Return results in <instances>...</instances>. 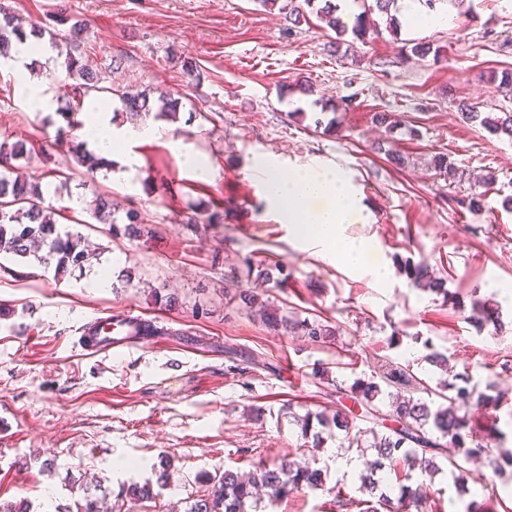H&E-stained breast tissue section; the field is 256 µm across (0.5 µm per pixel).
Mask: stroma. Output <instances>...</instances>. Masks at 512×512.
<instances>
[{
	"label": "stroma",
	"mask_w": 512,
	"mask_h": 512,
	"mask_svg": "<svg viewBox=\"0 0 512 512\" xmlns=\"http://www.w3.org/2000/svg\"><path fill=\"white\" fill-rule=\"evenodd\" d=\"M290 0H0L26 21L51 25L64 13L82 20V41L97 69L120 58L121 89L147 91L151 100L180 102L177 121L147 115L159 133L121 143L137 159L134 175L112 180L109 167L93 183L58 174L72 166L56 145L58 107L71 96L63 53L38 57L32 78L44 81L56 111H29L0 73V142L29 149L18 172L37 180L47 205L70 207L71 231L100 254L83 274L55 277L30 272L25 262L0 263V500L26 501L30 512L74 506L90 481L120 492L157 480L161 457L170 476L140 512H185L207 488V477L249 470L251 462L306 459L326 475V489L259 502L257 512H331L328 487L343 484L359 499V475L347 460H372L370 448H345L326 437L317 452L292 414L333 413L316 366L352 384L370 379L382 357L412 363L429 386L445 375L425 360V341L446 353L454 371L493 385L509 399L476 411L478 431L499 430L512 449V140L464 123L465 101L480 112H512V93L491 73L512 71V0H463L438 6L445 22L431 26L364 13L352 0L341 15L365 14V38L337 37L307 13L289 25ZM423 43L431 54L412 48ZM194 63L185 74L182 58ZM386 112L394 130L375 120ZM209 164L206 179L180 163L183 151ZM403 156L393 165L389 153ZM447 154L455 181L431 163ZM281 174L298 168H333L364 207L365 220L344 236L369 240L365 269H352L322 243L299 236L265 197L260 166ZM497 182L480 209L459 201L476 176ZM103 195L117 217L139 212L152 235L111 236L91 220V202ZM80 207L71 208L72 199ZM207 223L190 227L187 215ZM277 264L289 274L283 288L264 285L262 302L281 314L318 318L334 328L315 343L287 330L273 331L242 308L236 296L245 279L231 271L243 258ZM425 263L445 293L417 289L400 270ZM388 271L376 281L372 268ZM128 274L117 289H93L92 275ZM178 305L156 303L155 291ZM498 307L502 326L477 328L468 319L474 301ZM132 314L158 335L127 347L92 353L80 345L88 320ZM344 369H337V362ZM261 416H254V409ZM497 452L475 465L487 484L460 491L450 466L434 477L412 471L425 484L435 512H466L471 500L487 512H512V468L496 471Z\"/></svg>",
	"instance_id": "35a3bbf8"
}]
</instances>
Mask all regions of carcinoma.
<instances>
[{
	"instance_id": "obj_1",
	"label": "carcinoma",
	"mask_w": 512,
	"mask_h": 512,
	"mask_svg": "<svg viewBox=\"0 0 512 512\" xmlns=\"http://www.w3.org/2000/svg\"><path fill=\"white\" fill-rule=\"evenodd\" d=\"M303 2L307 7L316 9V13L339 34L346 33V23L334 16L335 5L328 2L317 7L316 0ZM82 28V21L78 19L70 26V52L64 61V72L65 78L71 81L72 101L61 108L60 115L67 124L61 138L66 140L68 151L76 162L86 168V175L92 176L102 162L91 160L85 142L80 140L79 131L84 122L78 119L79 110L91 93L110 94L114 91L105 82L112 79V73L119 70L121 62L112 60V65L104 73L84 63L79 39ZM14 39L22 42L27 39V34L14 15L0 8V43H9ZM118 98L132 119L150 110L149 98L144 94L124 91L118 94ZM458 111L464 122L477 123L494 136L505 135L512 139L511 112L484 115L466 102L459 103ZM26 155V147L22 143H0V257L27 258L31 266L44 270L52 267L57 275L92 267V260L98 259V254L82 248L80 236L63 227L60 222L61 210L45 205L41 185L14 175L17 166L12 161L23 159ZM495 182V175L487 173L482 179L484 191L467 200H459L457 204L470 210L480 208ZM115 212L111 200L104 196L95 198L92 216L99 223L109 225L110 235L120 231L129 237L144 235L146 227L138 212L126 211L127 223L122 229L118 227ZM404 270L415 287L448 294L443 282L433 276L428 265L407 263ZM245 277L248 281L272 283L276 287L288 280L283 269L256 264L250 259L245 260ZM239 299L244 308L260 313L264 322L273 329H296L314 342L331 334L328 326L317 318L310 320L294 315H278L263 305L249 288L239 293ZM470 318L479 326L495 325L499 321V313L491 305L476 302ZM374 373L380 382L357 379L348 389L340 384L335 386L336 397L350 401L352 406L338 408L330 417L310 411L294 417L302 436L313 434L316 445L322 439L320 433L313 432L314 425L318 424L324 429L334 427L345 432L350 448L368 446L376 451V459L359 476L361 487L369 498H348L336 485L328 490L332 495L330 505L340 512L352 506L358 512H426L427 491L422 486L403 484L398 498L394 500L382 490L377 473L387 466H405L407 472L404 478L407 480L410 479V472L416 468L432 474L440 469L438 460L447 457L445 448L449 446L457 449V454L449 460L457 481L463 485L471 480L478 481L467 465L489 452L497 433L477 434L470 414L473 410L501 405L504 394L498 392L491 395L482 391L471 384L468 374L457 373L454 381L442 383L438 396L443 403L437 405L432 399L420 397L422 393L430 396L432 391L413 372L412 364H402L385 357L378 362ZM383 384L396 389V392L383 391ZM356 419L365 422L366 427L357 429L352 435L350 429ZM208 482L211 483V490L193 499L185 512H248L260 491L265 492L271 500L280 501L301 490L325 487L322 469L290 460L273 463L260 460L251 464L246 472L227 471L216 480L208 479ZM97 491V487H86L83 501L75 504L76 512H132L136 504L155 498L153 487L148 482L126 489L120 495L121 504L118 506L104 505L106 496H98Z\"/></svg>"
}]
</instances>
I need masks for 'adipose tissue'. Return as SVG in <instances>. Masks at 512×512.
Listing matches in <instances>:
<instances>
[{
  "label": "adipose tissue",
  "mask_w": 512,
  "mask_h": 512,
  "mask_svg": "<svg viewBox=\"0 0 512 512\" xmlns=\"http://www.w3.org/2000/svg\"><path fill=\"white\" fill-rule=\"evenodd\" d=\"M36 51L45 55L50 53L51 47L43 44L36 48L28 41L14 44L11 57L16 91L33 111L48 113L53 103L47 86L30 80L27 73V64ZM265 190L268 201L282 210L285 219L300 235L326 244L340 243L338 260L351 267L364 264L371 250L370 242L342 234L344 225L363 221V208L335 170L317 173L298 170L285 179L266 180Z\"/></svg>",
  "instance_id": "ef3b65f1"
}]
</instances>
